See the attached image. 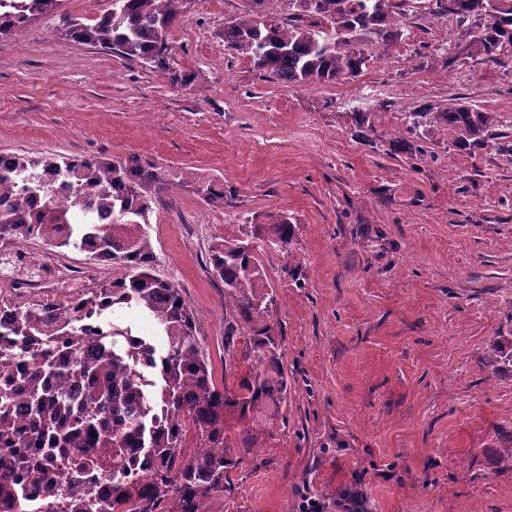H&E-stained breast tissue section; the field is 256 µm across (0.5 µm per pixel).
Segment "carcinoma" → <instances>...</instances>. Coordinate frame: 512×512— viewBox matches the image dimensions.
Returning a JSON list of instances; mask_svg holds the SVG:
<instances>
[{
	"label": "carcinoma",
	"instance_id": "1",
	"mask_svg": "<svg viewBox=\"0 0 512 512\" xmlns=\"http://www.w3.org/2000/svg\"><path fill=\"white\" fill-rule=\"evenodd\" d=\"M62 0H22L16 15H0V40L42 16L59 15L62 39L74 41L168 72L174 84L197 85L200 71L182 72L171 63L170 30L185 16L191 0H111L109 8L83 21L59 13ZM455 20L465 59L499 61L512 54V0H244L242 15L224 23V47L254 69L288 87H304L353 79L369 63L370 49L390 46L401 39L402 26L412 19ZM410 131L422 135L446 131L451 146L465 150L495 139L481 108L460 97L435 112L411 113ZM0 182L22 185L19 195L0 202V243L16 244L39 237L50 248H74L97 261H112L126 269L124 277L96 286L82 297L74 314L63 318L38 304L18 310L0 323V355L17 346L26 351L28 339L41 337L31 350L42 368L22 381H0V445L30 448L46 441V456L0 454V470L20 461L40 472L49 487L59 472L88 476L95 471L88 461L65 463L52 471L42 459H54L58 448L71 446L76 437L89 448H110L115 455L125 448H141L152 459L154 474L145 481L132 469H112V501L89 502L86 512H156L166 498L175 497L177 512H198L212 494L226 490L224 479L234 465L226 435V416L237 415L261 428L286 402L288 379L281 346L264 313L277 295L267 279L259 254L279 261L280 268L301 287V261L293 248L296 225L278 214L270 224H243L240 236L215 242L209 249L211 272L224 282V361H236L241 351L248 372L238 384L215 380L212 367L195 336L193 313L179 288L155 275L156 254L150 216L164 204L167 186L181 180L175 172L137 156L127 159L81 157H28L0 152ZM63 174L71 179L72 196L62 209L42 201L34 222L19 213L34 203L42 176ZM193 190L208 204L224 201L213 183ZM112 210V223H95L93 209ZM134 308L151 319L162 349L143 337L142 357L125 349L133 331L114 323V314ZM95 316L109 325L108 350L79 366L55 359V343L74 346L80 340L79 322ZM243 340V345L236 340ZM487 364L512 372V338L502 337L490 348ZM87 382L83 408L73 411L70 396L43 382ZM150 386L164 403L167 418L144 419L139 404L150 403ZM31 397V421L24 430L15 424L14 397Z\"/></svg>",
	"mask_w": 512,
	"mask_h": 512
}]
</instances>
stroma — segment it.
<instances>
[{
	"label": "stroma",
	"instance_id": "1",
	"mask_svg": "<svg viewBox=\"0 0 512 512\" xmlns=\"http://www.w3.org/2000/svg\"><path fill=\"white\" fill-rule=\"evenodd\" d=\"M243 0H192L170 31L178 70L199 85L58 37L59 19L0 40V151L31 157L138 156L185 185L151 216L155 272L180 288L216 381L224 368V284L208 250L243 224H296L299 282L267 274L265 316L288 377L280 416L229 470L221 512H512V376L485 365L512 334V155L460 151L443 134L422 152L407 118L459 96L512 136V57L448 66L451 18L407 24L355 79L308 87L269 80L231 57L220 33ZM216 178L224 202L192 183ZM27 252L92 288L125 274L85 253Z\"/></svg>",
	"mask_w": 512,
	"mask_h": 512
}]
</instances>
